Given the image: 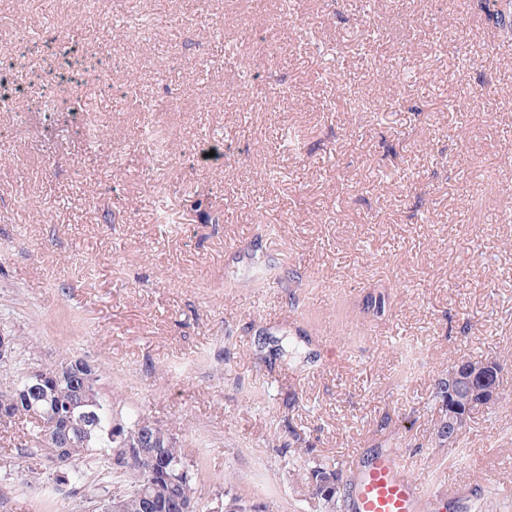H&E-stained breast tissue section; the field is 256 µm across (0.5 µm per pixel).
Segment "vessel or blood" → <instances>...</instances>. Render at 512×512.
<instances>
[{"label": "vessel or blood", "mask_w": 512, "mask_h": 512, "mask_svg": "<svg viewBox=\"0 0 512 512\" xmlns=\"http://www.w3.org/2000/svg\"><path fill=\"white\" fill-rule=\"evenodd\" d=\"M427 495L398 456L374 457L361 474L352 512H420Z\"/></svg>", "instance_id": "vessel-or-blood-1"}]
</instances>
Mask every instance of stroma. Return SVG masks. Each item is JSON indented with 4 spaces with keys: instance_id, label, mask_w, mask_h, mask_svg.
Returning a JSON list of instances; mask_svg holds the SVG:
<instances>
[{
    "instance_id": "1",
    "label": "stroma",
    "mask_w": 512,
    "mask_h": 512,
    "mask_svg": "<svg viewBox=\"0 0 512 512\" xmlns=\"http://www.w3.org/2000/svg\"><path fill=\"white\" fill-rule=\"evenodd\" d=\"M0 0V43L78 38L122 59L99 135L22 85L0 109V389L81 358L113 421L185 448L197 512H324L299 467L374 453L472 512H512V405L441 444L435 383L498 358L512 396V44L480 0ZM271 31L262 48L250 34ZM486 89L464 104V89ZM224 142L223 159L193 158ZM209 207L196 208L200 199ZM218 223H211L212 214ZM384 298L376 311L373 301ZM0 429V512H100V455L57 468ZM40 467V482L27 480Z\"/></svg>"
}]
</instances>
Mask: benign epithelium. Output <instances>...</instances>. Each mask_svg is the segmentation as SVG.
Returning a JSON list of instances; mask_svg holds the SVG:
<instances>
[{
    "label": "benign epithelium",
    "instance_id": "7a95c632",
    "mask_svg": "<svg viewBox=\"0 0 512 512\" xmlns=\"http://www.w3.org/2000/svg\"><path fill=\"white\" fill-rule=\"evenodd\" d=\"M74 370L79 371L84 387H95L98 376L94 368L79 358L67 361L61 366L31 372L33 386L43 388L56 384ZM502 373V364L494 360L485 361L483 365L474 369L459 362L448 370V379H446L448 407H446V418L442 423L443 430L448 432L446 440L454 441L468 422V409L457 405L456 392L467 385L471 390L470 404L478 408L495 405L501 398L499 378L502 377ZM113 439L118 441V445L112 451V464L117 470L123 472L132 469L155 471V466L144 461L138 454L130 431H124L122 426L116 424L114 425ZM247 509L253 512L255 507L252 505L247 507L239 499L229 498L224 493L222 497L218 498L217 506L209 509V512H245Z\"/></svg>",
    "mask_w": 512,
    "mask_h": 512
}]
</instances>
